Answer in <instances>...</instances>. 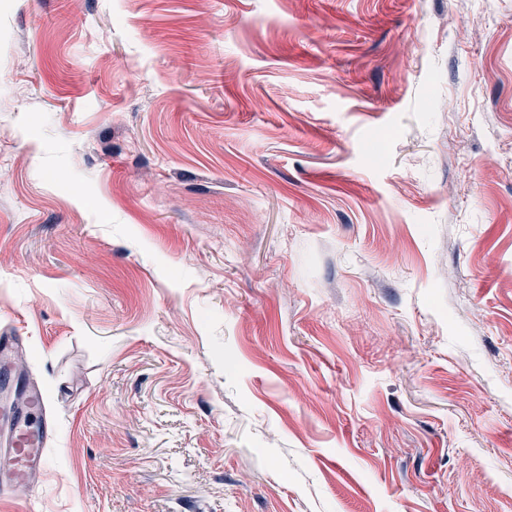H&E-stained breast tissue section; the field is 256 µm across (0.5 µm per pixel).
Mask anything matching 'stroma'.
<instances>
[{
    "mask_svg": "<svg viewBox=\"0 0 512 512\" xmlns=\"http://www.w3.org/2000/svg\"><path fill=\"white\" fill-rule=\"evenodd\" d=\"M0 512H512V0H0ZM51 429L42 392L39 388L27 391L10 420L5 460L0 468L1 494L9 492L17 483L34 481L45 464L42 448Z\"/></svg>",
    "mask_w": 512,
    "mask_h": 512,
    "instance_id": "35a3bbf8",
    "label": "stroma"
}]
</instances>
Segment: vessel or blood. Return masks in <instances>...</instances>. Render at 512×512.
Here are the masks:
<instances>
[{"mask_svg": "<svg viewBox=\"0 0 512 512\" xmlns=\"http://www.w3.org/2000/svg\"><path fill=\"white\" fill-rule=\"evenodd\" d=\"M51 432L39 389L27 391L16 406L8 429L5 459L0 462V493L15 484L33 482L45 464L42 448Z\"/></svg>", "mask_w": 512, "mask_h": 512, "instance_id": "1", "label": "vessel or blood"}]
</instances>
